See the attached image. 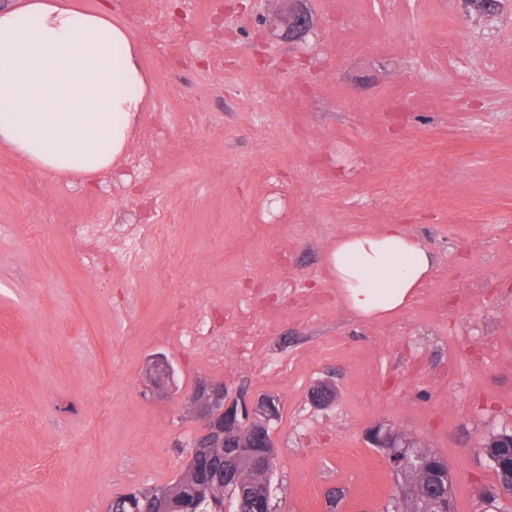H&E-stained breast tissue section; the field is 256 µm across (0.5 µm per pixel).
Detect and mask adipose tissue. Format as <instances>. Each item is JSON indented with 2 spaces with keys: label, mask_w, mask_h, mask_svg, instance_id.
<instances>
[{
  "label": "adipose tissue",
  "mask_w": 512,
  "mask_h": 512,
  "mask_svg": "<svg viewBox=\"0 0 512 512\" xmlns=\"http://www.w3.org/2000/svg\"><path fill=\"white\" fill-rule=\"evenodd\" d=\"M148 84L109 6L14 0L0 7V142L37 169L83 177L112 166ZM328 261L348 308L378 319L407 307L435 269L399 226L338 237Z\"/></svg>",
  "instance_id": "adipose-tissue-1"
}]
</instances>
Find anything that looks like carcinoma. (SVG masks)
<instances>
[{
    "instance_id": "obj_1",
    "label": "carcinoma",
    "mask_w": 512,
    "mask_h": 512,
    "mask_svg": "<svg viewBox=\"0 0 512 512\" xmlns=\"http://www.w3.org/2000/svg\"><path fill=\"white\" fill-rule=\"evenodd\" d=\"M512 433L504 428L486 435L480 447L485 456L495 457L500 465L488 464L495 474V485L486 488L484 503L495 512H512L504 500H512V446L509 439ZM427 467L438 473L440 485L432 487L422 482L419 475L409 470L393 471L394 485L408 487L417 495L424 497L437 495L441 499L440 507L456 509L454 496V477L446 460L437 453L424 448ZM274 467L256 468L252 465L236 468L229 479H224V454L203 460L197 468L187 467L180 477L168 484L166 488L175 492L173 507L179 508L186 500L199 503L198 512H254L258 502L256 490L270 485V476ZM154 489L139 492L132 496L124 494L110 502L107 512H116V508L132 498L137 512H152Z\"/></svg>"
}]
</instances>
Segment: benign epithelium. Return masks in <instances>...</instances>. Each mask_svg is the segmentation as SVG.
Listing matches in <instances>:
<instances>
[{"mask_svg":"<svg viewBox=\"0 0 512 512\" xmlns=\"http://www.w3.org/2000/svg\"><path fill=\"white\" fill-rule=\"evenodd\" d=\"M287 4L279 18V38L288 42L304 39L311 28L312 18L304 7L305 0H282ZM336 387L330 381L316 383L311 391V403L316 408H327L335 403ZM191 412L201 423L203 435L187 456V463L208 454L215 448L224 450V462L233 467L252 464L262 458L276 457L273 443L264 434H254L256 427L276 419L278 407L270 398H257L250 403L230 398L224 384H206L190 396ZM367 441L374 448L383 449L391 468L397 470L419 468L420 458L403 452L407 447L403 435L389 428L374 426L367 434Z\"/></svg>","mask_w":512,"mask_h":512,"instance_id":"1","label":"benign epithelium"}]
</instances>
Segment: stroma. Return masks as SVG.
Here are the masks:
<instances>
[{
	"instance_id": "1",
	"label": "stroma",
	"mask_w": 512,
	"mask_h": 512,
	"mask_svg": "<svg viewBox=\"0 0 512 512\" xmlns=\"http://www.w3.org/2000/svg\"><path fill=\"white\" fill-rule=\"evenodd\" d=\"M106 1L151 83L121 157L80 180L0 144V512H106L177 479L202 431L186 412L202 381L278 399L283 512H326L336 486L338 512H382L393 475L365 439L380 421L447 460L457 512H484L478 490L494 476L479 447L512 428V70L489 67L512 56V0L489 17L463 0H309L301 44L270 36L277 0L230 14L220 37L215 0ZM443 40L453 53H433ZM135 157L152 189L127 177ZM270 161L284 209L253 175ZM170 219L152 280L85 259L70 237ZM386 224L437 266L407 308L364 319L326 257L338 237ZM459 286L467 305L450 299ZM257 287L255 354L294 363L285 381L254 371L236 334ZM303 290L325 304H292ZM205 310L226 317L209 345L163 333ZM157 355L175 368L167 393L147 378ZM321 379L338 392L325 409L309 400Z\"/></svg>"
}]
</instances>
